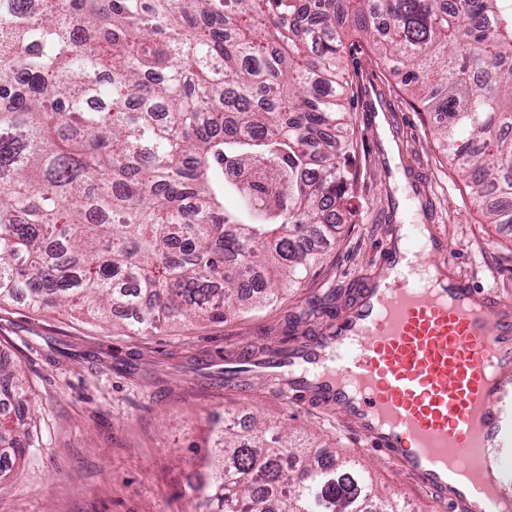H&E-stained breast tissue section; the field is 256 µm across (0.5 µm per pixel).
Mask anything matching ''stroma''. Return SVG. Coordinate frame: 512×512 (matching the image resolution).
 I'll use <instances>...</instances> for the list:
<instances>
[{
  "mask_svg": "<svg viewBox=\"0 0 512 512\" xmlns=\"http://www.w3.org/2000/svg\"><path fill=\"white\" fill-rule=\"evenodd\" d=\"M348 104L362 180L353 217H342L323 263L281 304L127 336L113 323L63 310L0 306V356L16 362L36 402L38 448L0 481V512H198L192 485L211 451L212 416L251 414L279 421L316 445L342 448L385 492L416 512H446L384 457L361 451L341 418L289 405L259 377L224 381V351L279 335L316 334L351 292L366 284L390 241L388 226L438 227L455 265L475 288L512 300V228L486 223L433 137L427 113L382 61L353 49Z\"/></svg>",
  "mask_w": 512,
  "mask_h": 512,
  "instance_id": "35a3bbf8",
  "label": "stroma"
}]
</instances>
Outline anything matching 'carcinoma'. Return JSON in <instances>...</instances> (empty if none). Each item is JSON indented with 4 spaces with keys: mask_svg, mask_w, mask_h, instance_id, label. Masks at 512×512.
Listing matches in <instances>:
<instances>
[{
    "mask_svg": "<svg viewBox=\"0 0 512 512\" xmlns=\"http://www.w3.org/2000/svg\"><path fill=\"white\" fill-rule=\"evenodd\" d=\"M353 37L512 226V0H0V305L121 309L144 336L274 305L356 197ZM32 408L0 357V478ZM211 440L205 512H405L285 424L218 418Z\"/></svg>",
    "mask_w": 512,
    "mask_h": 512,
    "instance_id": "carcinoma-1",
    "label": "carcinoma"
}]
</instances>
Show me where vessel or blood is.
<instances>
[{
	"label": "vessel or blood",
	"instance_id": "b4317fda",
	"mask_svg": "<svg viewBox=\"0 0 512 512\" xmlns=\"http://www.w3.org/2000/svg\"><path fill=\"white\" fill-rule=\"evenodd\" d=\"M379 273L314 336L245 357L288 400L342 415L449 512H512V301L424 277L446 239L396 226Z\"/></svg>",
	"mask_w": 512,
	"mask_h": 512
}]
</instances>
